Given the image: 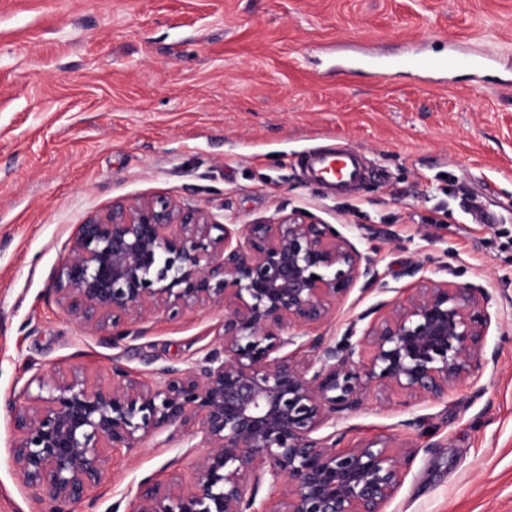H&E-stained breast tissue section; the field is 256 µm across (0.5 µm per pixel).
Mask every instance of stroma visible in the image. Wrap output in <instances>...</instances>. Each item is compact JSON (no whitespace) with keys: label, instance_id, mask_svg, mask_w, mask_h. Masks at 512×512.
Here are the masks:
<instances>
[{"label":"stroma","instance_id":"stroma-1","mask_svg":"<svg viewBox=\"0 0 512 512\" xmlns=\"http://www.w3.org/2000/svg\"><path fill=\"white\" fill-rule=\"evenodd\" d=\"M393 56L449 42L512 62V0H0V512H48L12 461L6 404L38 370L152 380L220 344L224 311L192 307L109 341L50 288L73 226L119 201L168 197L223 224L302 210L369 262L320 333L343 336L418 276L469 282L499 323L482 368L440 399L372 392L336 424L341 447L415 446L387 512H512V72L481 82L338 73L326 48ZM341 141L376 175L336 196L308 150ZM498 216L475 223L472 206ZM186 439L113 449L85 512H128L141 479L190 475Z\"/></svg>","mask_w":512,"mask_h":512}]
</instances>
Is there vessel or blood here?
<instances>
[{"mask_svg":"<svg viewBox=\"0 0 512 512\" xmlns=\"http://www.w3.org/2000/svg\"><path fill=\"white\" fill-rule=\"evenodd\" d=\"M370 64L379 76L386 77L397 65L425 74L455 71L483 73L494 69L496 60L490 56H477L466 51L440 56L410 52L397 64L375 58L371 59ZM306 166L309 184L339 194L361 186L366 180V167L362 155L358 150L343 143L313 151L307 157Z\"/></svg>","mask_w":512,"mask_h":512,"instance_id":"1","label":"vessel or blood"}]
</instances>
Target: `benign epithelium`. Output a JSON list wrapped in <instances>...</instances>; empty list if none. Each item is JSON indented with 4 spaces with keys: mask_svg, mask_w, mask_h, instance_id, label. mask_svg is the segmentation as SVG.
I'll return each instance as SVG.
<instances>
[{
    "mask_svg": "<svg viewBox=\"0 0 512 512\" xmlns=\"http://www.w3.org/2000/svg\"><path fill=\"white\" fill-rule=\"evenodd\" d=\"M362 261L349 239L300 210L216 224L160 198L75 225L53 291L83 325L122 340L125 323L222 307V344L188 368L157 369L156 382L118 361L107 385L76 370L37 371L6 405L16 471L47 490L51 512H76L100 483L105 450L171 428L206 452L187 481L141 480L131 512H385L417 449L370 441L338 451L337 421L375 388L447 395L482 367L492 314L484 289L422 276L337 343L298 333L326 322L371 275Z\"/></svg>",
    "mask_w": 512,
    "mask_h": 512,
    "instance_id": "obj_1",
    "label": "benign epithelium"
}]
</instances>
